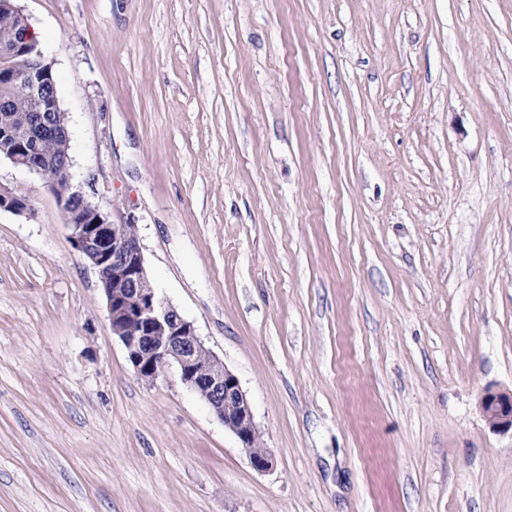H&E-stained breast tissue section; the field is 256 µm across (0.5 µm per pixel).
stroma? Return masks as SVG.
I'll use <instances>...</instances> for the list:
<instances>
[{
    "instance_id": "1",
    "label": "stroma",
    "mask_w": 512,
    "mask_h": 512,
    "mask_svg": "<svg viewBox=\"0 0 512 512\" xmlns=\"http://www.w3.org/2000/svg\"><path fill=\"white\" fill-rule=\"evenodd\" d=\"M72 182L245 392L138 379L39 175L0 213V512H512V0H17ZM31 210L28 198L19 195L10 187L0 185V212H9L21 216ZM481 405L490 427L512 431V389L493 391L487 388L482 396Z\"/></svg>"
}]
</instances>
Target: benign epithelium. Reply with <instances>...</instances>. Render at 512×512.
I'll list each match as a JSON object with an SVG mask.
<instances>
[{
  "label": "benign epithelium",
  "mask_w": 512,
  "mask_h": 512,
  "mask_svg": "<svg viewBox=\"0 0 512 512\" xmlns=\"http://www.w3.org/2000/svg\"><path fill=\"white\" fill-rule=\"evenodd\" d=\"M0 5L20 23L16 38L0 44V83L16 87L31 105L23 130L7 122L0 124V160L40 175L54 193L59 181L66 182L68 195L58 201L70 243L97 275L112 335L123 344L135 375L154 383L169 366L176 365L182 383L238 438L252 466L259 471L272 469L274 457L259 447L260 434L238 379L205 345L193 323L151 286L137 225L111 222L98 204L73 185L67 114L60 107L56 83L47 78L52 62L31 35L16 0H3ZM58 134L68 141L63 156H43L41 143ZM30 210L28 198L0 185V212L21 216ZM481 405L490 427L512 431V390L488 388Z\"/></svg>",
  "instance_id": "benign-epithelium-1"
}]
</instances>
